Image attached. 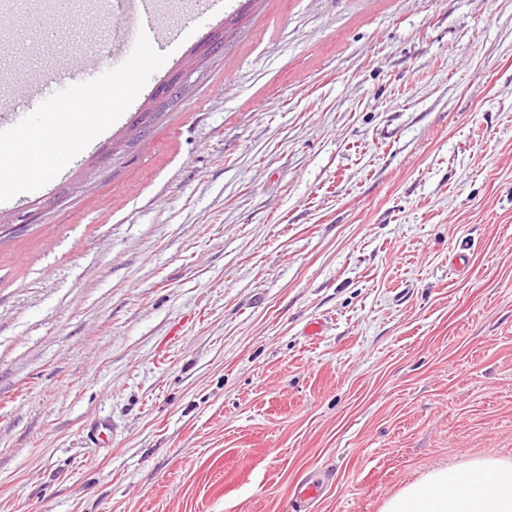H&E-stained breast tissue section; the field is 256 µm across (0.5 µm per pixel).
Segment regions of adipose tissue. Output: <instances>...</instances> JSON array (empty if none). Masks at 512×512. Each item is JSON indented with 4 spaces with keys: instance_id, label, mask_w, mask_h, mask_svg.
<instances>
[{
    "instance_id": "ef3b65f1",
    "label": "adipose tissue",
    "mask_w": 512,
    "mask_h": 512,
    "mask_svg": "<svg viewBox=\"0 0 512 512\" xmlns=\"http://www.w3.org/2000/svg\"><path fill=\"white\" fill-rule=\"evenodd\" d=\"M380 512H512V460L480 457L431 469Z\"/></svg>"
}]
</instances>
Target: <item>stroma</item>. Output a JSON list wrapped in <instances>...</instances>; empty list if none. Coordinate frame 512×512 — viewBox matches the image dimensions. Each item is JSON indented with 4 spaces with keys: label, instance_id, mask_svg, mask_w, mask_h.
I'll list each match as a JSON object with an SVG mask.
<instances>
[{
    "label": "stroma",
    "instance_id": "1",
    "mask_svg": "<svg viewBox=\"0 0 512 512\" xmlns=\"http://www.w3.org/2000/svg\"><path fill=\"white\" fill-rule=\"evenodd\" d=\"M240 4L158 0L191 36L0 202L34 216L0 238V512H380L512 459V0ZM117 32L14 13L0 103ZM86 440L97 448H108L116 434L112 420L107 417L91 419L83 429Z\"/></svg>",
    "mask_w": 512,
    "mask_h": 512
}]
</instances>
